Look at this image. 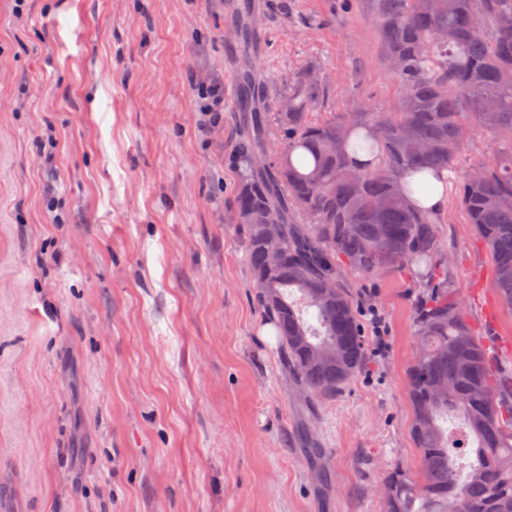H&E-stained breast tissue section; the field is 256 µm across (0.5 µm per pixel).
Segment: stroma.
Instances as JSON below:
<instances>
[{"label": "stroma", "instance_id": "35a3bbf8", "mask_svg": "<svg viewBox=\"0 0 512 512\" xmlns=\"http://www.w3.org/2000/svg\"><path fill=\"white\" fill-rule=\"evenodd\" d=\"M227 0H0V512H383L389 468L418 473L405 369L414 272L337 263L385 349L335 398L285 372L246 263L239 140L199 123L197 89L228 87ZM265 99L326 73L313 115L397 105L374 0H255ZM56 174L39 164L45 124ZM67 221L49 223L45 193ZM466 310L512 368V312L456 197L440 216ZM81 256L72 264L71 256Z\"/></svg>", "mask_w": 512, "mask_h": 512}]
</instances>
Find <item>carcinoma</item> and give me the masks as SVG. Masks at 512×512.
<instances>
[{
    "mask_svg": "<svg viewBox=\"0 0 512 512\" xmlns=\"http://www.w3.org/2000/svg\"><path fill=\"white\" fill-rule=\"evenodd\" d=\"M386 61L401 97L393 110L311 118L325 79L301 69L282 81L276 113L252 112L236 156V198L247 225L246 260L261 306L275 319L294 383L336 396L364 366L366 338L336 257L364 276L416 269L418 349L406 371L412 440L423 479L401 468L384 479V512H512V372L493 363L465 309L439 218L411 207L400 175L452 180L456 198L495 262L493 290L512 311V0H376ZM280 132L267 150L269 122ZM483 129L488 159L459 165ZM367 150L361 168L349 152ZM454 177H449V174ZM279 225L272 260L266 225ZM313 310L317 325L303 318ZM454 417L477 441L470 470L457 465L442 425Z\"/></svg>",
    "mask_w": 512,
    "mask_h": 512,
    "instance_id": "cac0c4a2",
    "label": "carcinoma"
}]
</instances>
